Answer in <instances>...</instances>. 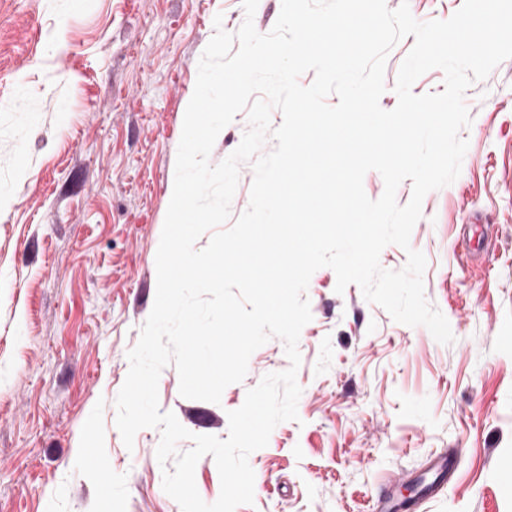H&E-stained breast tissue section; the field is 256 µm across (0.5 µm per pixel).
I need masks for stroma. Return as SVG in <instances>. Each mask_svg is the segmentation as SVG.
Listing matches in <instances>:
<instances>
[{"instance_id": "obj_1", "label": "stroma", "mask_w": 512, "mask_h": 512, "mask_svg": "<svg viewBox=\"0 0 512 512\" xmlns=\"http://www.w3.org/2000/svg\"><path fill=\"white\" fill-rule=\"evenodd\" d=\"M222 24H215V16ZM242 0H0V512H181L163 490L157 428L126 448L115 400L156 295V253L198 62ZM459 177L429 192L409 249L426 257L443 345L358 285L316 270L299 337L298 418L253 452L236 512H367L454 455L419 512H512V59L471 84ZM271 338L220 403L161 411L228 434L229 411L288 369Z\"/></svg>"}]
</instances>
